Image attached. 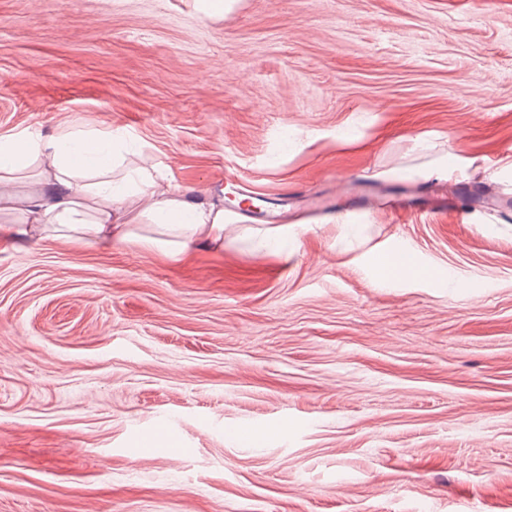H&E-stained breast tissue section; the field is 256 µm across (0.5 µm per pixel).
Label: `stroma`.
<instances>
[{
	"instance_id": "obj_1",
	"label": "stroma",
	"mask_w": 512,
	"mask_h": 512,
	"mask_svg": "<svg viewBox=\"0 0 512 512\" xmlns=\"http://www.w3.org/2000/svg\"><path fill=\"white\" fill-rule=\"evenodd\" d=\"M110 129L282 221L0 242V512H512V0H0V136ZM385 277H425L428 271L419 268L411 255H393L381 261Z\"/></svg>"
}]
</instances>
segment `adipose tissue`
Here are the masks:
<instances>
[{
	"mask_svg": "<svg viewBox=\"0 0 512 512\" xmlns=\"http://www.w3.org/2000/svg\"><path fill=\"white\" fill-rule=\"evenodd\" d=\"M122 131L45 138L0 137V210L21 211L20 224L0 225V238L39 244L52 236L109 245L129 240L132 225L154 224L148 245L167 256L190 252L200 236L224 244V210L192 196L156 168L123 169ZM38 165L35 188L17 196L14 183Z\"/></svg>",
	"mask_w": 512,
	"mask_h": 512,
	"instance_id": "1",
	"label": "adipose tissue"
}]
</instances>
